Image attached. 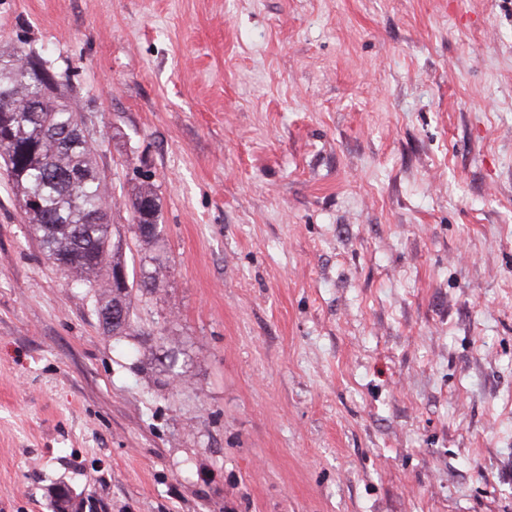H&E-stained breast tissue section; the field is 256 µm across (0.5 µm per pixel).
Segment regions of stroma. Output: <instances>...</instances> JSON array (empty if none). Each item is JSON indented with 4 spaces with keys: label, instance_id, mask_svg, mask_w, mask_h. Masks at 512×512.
I'll use <instances>...</instances> for the list:
<instances>
[{
    "label": "stroma",
    "instance_id": "1",
    "mask_svg": "<svg viewBox=\"0 0 512 512\" xmlns=\"http://www.w3.org/2000/svg\"><path fill=\"white\" fill-rule=\"evenodd\" d=\"M20 48L166 273L108 334L0 178V512H512V0H0ZM132 208L134 212V220L136 219V217H138L140 221V210L147 209L148 214L150 215L151 218L150 224H156L158 226V231L155 235L147 233L143 234L140 233L139 230L140 222H134L135 224H131V227L137 240L145 243L157 242L162 235L161 227L159 229V225L161 226L162 224H159L158 222L160 217L158 195L152 185L147 184L141 188V190L135 196L134 201L132 202ZM150 224H141V227L144 228L145 230H149L150 228H152Z\"/></svg>",
    "mask_w": 512,
    "mask_h": 512
}]
</instances>
